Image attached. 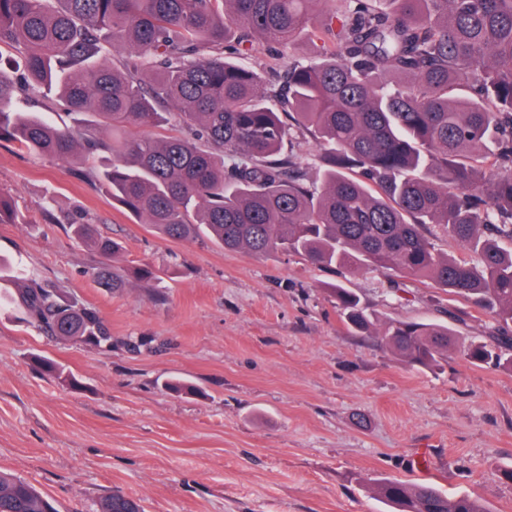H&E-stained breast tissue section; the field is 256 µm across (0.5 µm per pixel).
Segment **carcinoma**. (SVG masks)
<instances>
[{"instance_id":"cac0c4a2","label":"carcinoma","mask_w":512,"mask_h":512,"mask_svg":"<svg viewBox=\"0 0 512 512\" xmlns=\"http://www.w3.org/2000/svg\"><path fill=\"white\" fill-rule=\"evenodd\" d=\"M0 0V49L25 83L68 113L99 119L84 137L13 106L0 69V140L69 159L97 157L98 189L172 240L204 233L253 255L293 252L339 268L427 278L492 321L458 347L473 365L512 371V0ZM321 57L278 81L233 59L265 42L284 56L305 33ZM125 54L115 67L110 52ZM175 117L166 140L152 130ZM311 134L308 159L291 150ZM319 170V179L309 169ZM0 223L21 224L0 192ZM437 224L471 260L440 253ZM74 235L113 255L91 225ZM100 287L121 288L109 268ZM346 325L409 364L439 366L448 328L388 321L348 289H331ZM19 298L32 322L63 339L112 349L99 313L31 280ZM397 512H487L479 499L429 483L382 479ZM0 512H56L30 483L0 471ZM96 512H142L112 495Z\"/></svg>"}]
</instances>
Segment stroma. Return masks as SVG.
<instances>
[{
  "instance_id": "stroma-1",
  "label": "stroma",
  "mask_w": 512,
  "mask_h": 512,
  "mask_svg": "<svg viewBox=\"0 0 512 512\" xmlns=\"http://www.w3.org/2000/svg\"><path fill=\"white\" fill-rule=\"evenodd\" d=\"M317 47L300 41L280 57L256 45L246 60L282 72ZM82 169L0 140V190L27 218L0 224V470L58 512H92L112 494L144 512H389L374 496L380 478L512 512L500 477L512 468V371L454 349L435 369L413 368L350 330L329 289L354 292L380 320L441 324L460 341L487 332L465 300L388 270L170 240ZM81 219L121 251L81 243L71 228ZM105 264L126 274L123 288L96 285ZM140 266L156 280L133 277ZM32 279L96 309L111 350L35 327L17 299ZM171 379L191 392L165 390Z\"/></svg>"
}]
</instances>
